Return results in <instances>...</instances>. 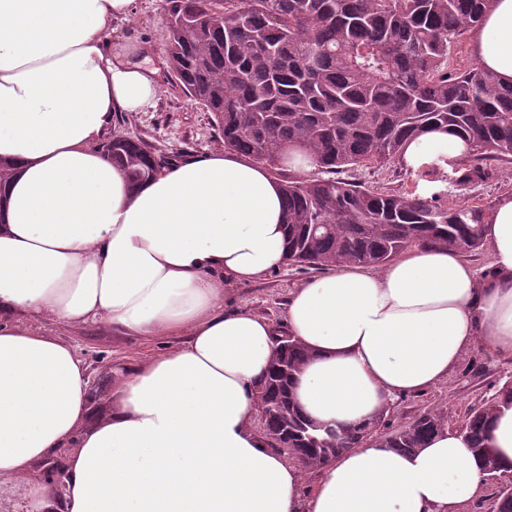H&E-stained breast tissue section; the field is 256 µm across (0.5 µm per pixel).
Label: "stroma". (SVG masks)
I'll return each instance as SVG.
<instances>
[{"instance_id": "stroma-1", "label": "stroma", "mask_w": 512, "mask_h": 512, "mask_svg": "<svg viewBox=\"0 0 512 512\" xmlns=\"http://www.w3.org/2000/svg\"><path fill=\"white\" fill-rule=\"evenodd\" d=\"M166 5L167 0H133L129 15L113 20L112 29L128 43L164 55ZM110 133L143 141L172 163L224 147L210 114L184 95L166 67L161 70L160 90L153 105L141 112L113 113ZM349 177L368 188L436 195L451 203L480 206L488 213L493 212L501 197L512 194V162L505 160L492 162L488 178L469 187L455 186L452 168L415 170L399 160L356 168ZM316 275L313 269L283 266L254 282L226 287L224 306L262 315L276 328H284L291 293ZM46 330L71 343L84 360L89 372V395L96 401L115 396L121 378L177 344L173 336H137L98 324L76 330L50 324ZM510 376L511 356L475 347L449 373L447 381L397 400L383 414L378 430L384 433L396 429L433 408L447 411L450 425H458L470 406L492 395L494 387Z\"/></svg>"}]
</instances>
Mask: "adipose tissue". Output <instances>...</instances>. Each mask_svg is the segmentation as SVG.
Wrapping results in <instances>:
<instances>
[{
    "label": "adipose tissue",
    "mask_w": 512,
    "mask_h": 512,
    "mask_svg": "<svg viewBox=\"0 0 512 512\" xmlns=\"http://www.w3.org/2000/svg\"><path fill=\"white\" fill-rule=\"evenodd\" d=\"M132 2L0 0V160L11 168L0 184V499L23 512H464L487 473L456 431L412 452L370 433L308 489L303 466L269 449L256 387L276 331L225 310L224 284L285 264L282 188L231 149L134 187L96 150L113 113L142 111L159 91L158 67L110 37ZM472 52L512 80V0L474 28ZM465 151L432 132L404 162ZM484 235L488 277L460 251L418 248L379 272L342 264L297 288L286 321L309 354L292 383L303 412L359 426L447 379L475 346L512 356V195ZM36 319L184 340L120 380L117 407L93 421L84 361ZM487 445L512 468V407L491 420ZM62 448L58 496L31 473Z\"/></svg>",
    "instance_id": "adipose-tissue-1"
}]
</instances>
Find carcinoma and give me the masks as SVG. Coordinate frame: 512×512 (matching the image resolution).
I'll return each instance as SVG.
<instances>
[{
  "label": "carcinoma",
  "mask_w": 512,
  "mask_h": 512,
  "mask_svg": "<svg viewBox=\"0 0 512 512\" xmlns=\"http://www.w3.org/2000/svg\"><path fill=\"white\" fill-rule=\"evenodd\" d=\"M166 53L184 94L224 145L262 162L283 193L287 262L382 268L411 247L482 250V209L436 197L370 189L341 177L403 158L435 130L467 145L456 183L488 176L486 160L512 157V84L474 64L448 66L451 45L479 25L494 0H168ZM101 151L140 184L166 163L142 141L105 140ZM311 156L316 179L289 176ZM258 389L269 445L320 469L364 442L362 427L321 425L293 400L291 383L308 357L288 332ZM512 406V378L470 407L458 431L488 456L486 423ZM431 409L382 435L414 451L446 422ZM490 512H512V471L488 466Z\"/></svg>",
  "instance_id": "cac0c4a2"
}]
</instances>
